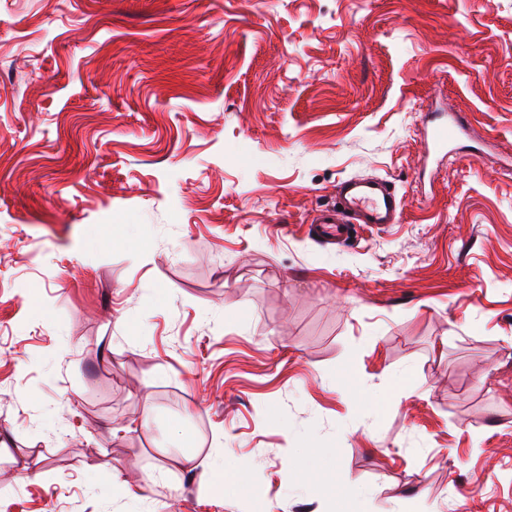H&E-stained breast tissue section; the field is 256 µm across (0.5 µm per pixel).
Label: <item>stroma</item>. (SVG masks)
I'll list each match as a JSON object with an SVG mask.
<instances>
[{
    "mask_svg": "<svg viewBox=\"0 0 512 512\" xmlns=\"http://www.w3.org/2000/svg\"><path fill=\"white\" fill-rule=\"evenodd\" d=\"M0 512H512V0H0ZM465 112H449L448 123L432 127L427 131L426 137L435 149L443 150L445 146L453 143L458 134L463 131L467 124ZM401 217L400 200L391 185L383 179L350 178L337 187L336 201L320 209L313 224H320L326 234L345 235L349 224H396ZM164 459L170 460L169 462L164 460V463L160 466V471L168 472L171 471V467H175L177 469H185L186 471L193 472V474L199 473L201 477H203L207 472V468H209V465L206 463L198 462L195 454L182 453V455L172 459L166 455Z\"/></svg>",
    "mask_w": 512,
    "mask_h": 512,
    "instance_id": "obj_1",
    "label": "stroma"
}]
</instances>
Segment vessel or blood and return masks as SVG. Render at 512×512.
Masks as SVG:
<instances>
[{"label": "vessel or blood", "instance_id": "obj_1", "mask_svg": "<svg viewBox=\"0 0 512 512\" xmlns=\"http://www.w3.org/2000/svg\"><path fill=\"white\" fill-rule=\"evenodd\" d=\"M466 123V113H449L447 123L432 127L426 137L435 149H444L456 140ZM400 217L397 193L386 180L350 178L340 183L335 202L320 209L314 221L324 233L340 237L349 231L351 223L395 224Z\"/></svg>", "mask_w": 512, "mask_h": 512}]
</instances>
